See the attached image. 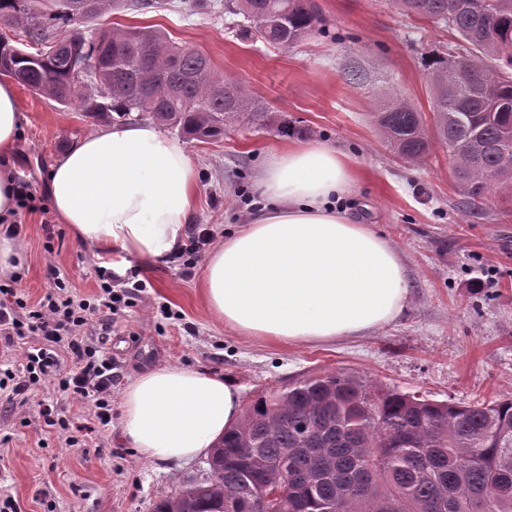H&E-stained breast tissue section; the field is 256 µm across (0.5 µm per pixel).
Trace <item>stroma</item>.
I'll return each mask as SVG.
<instances>
[{
  "label": "stroma",
  "mask_w": 512,
  "mask_h": 512,
  "mask_svg": "<svg viewBox=\"0 0 512 512\" xmlns=\"http://www.w3.org/2000/svg\"><path fill=\"white\" fill-rule=\"evenodd\" d=\"M324 35L277 49L241 40L240 18L220 8H195L190 0H165L152 12L111 11L97 19L110 28L149 27L172 41L207 53L217 74L242 81L254 98L287 116L295 132L285 138L258 120L228 121L206 141L186 142L198 169L194 223L212 225L217 237L247 223L243 199L270 154L289 143H317L348 153L359 178L343 207L391 242L408 270L410 301L390 324L365 336L328 343L282 344L242 336L209 310L203 270L182 276L163 259L112 263L77 239L55 214H25L19 289L30 302L45 294L47 264H55L73 289L97 290L99 268L123 275L138 268L148 288L114 328L112 358L118 377L112 425L69 445L48 432L40 403L61 415L89 416L84 405L46 389L22 406H0V495L23 512H153L159 496L203 482L204 458L153 463L122 437V395L145 371L163 365L210 372L239 387L243 401L281 390L320 371L372 379L389 389L468 405L512 396V196L494 191L465 204L448 152L434 146L426 163L396 158L372 114L385 98L404 97L430 110L426 60L447 53V30L400 14L390 0H316ZM367 69L358 85L344 76L349 60ZM23 115L10 158L13 174L44 194L50 165L69 145L102 127V120L16 86ZM485 287H475V280ZM171 308L164 318L161 306Z\"/></svg>",
  "instance_id": "35a3bbf8"
}]
</instances>
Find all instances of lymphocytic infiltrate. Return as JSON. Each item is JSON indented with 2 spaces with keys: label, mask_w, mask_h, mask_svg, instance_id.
Returning a JSON list of instances; mask_svg holds the SVG:
<instances>
[{
  "label": "lymphocytic infiltrate",
  "mask_w": 512,
  "mask_h": 512,
  "mask_svg": "<svg viewBox=\"0 0 512 512\" xmlns=\"http://www.w3.org/2000/svg\"><path fill=\"white\" fill-rule=\"evenodd\" d=\"M16 210L0 220V231L15 238L21 235V213H47L45 199L36 196L24 178L14 180ZM48 292L34 304L8 282H0V341L21 350L19 362L0 368V397L11 405L22 404L45 383H54L58 392L91 404L94 424L60 416L55 405L43 404L40 415L46 427L68 432V441L78 444L92 434L94 425L112 421V386L116 365L103 343L89 342L86 328L98 321L103 335L111 329L125 309L134 307L147 288L137 271L119 278L110 270L98 272V293L93 299L75 294L60 269L48 265ZM70 360L68 371H61L62 360Z\"/></svg>",
  "instance_id": "obj_1"
}]
</instances>
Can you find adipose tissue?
Masks as SVG:
<instances>
[{
    "label": "adipose tissue",
    "mask_w": 512,
    "mask_h": 512,
    "mask_svg": "<svg viewBox=\"0 0 512 512\" xmlns=\"http://www.w3.org/2000/svg\"><path fill=\"white\" fill-rule=\"evenodd\" d=\"M22 115L0 84V157ZM349 156L298 143L272 153L256 176L258 215L207 258L201 286L228 329L284 344L364 336L410 300L394 246L340 202L356 187ZM47 193L60 223L104 255L157 259L183 241L197 209V167L152 124H123L80 138L52 166ZM123 438L154 462L208 454L241 413L224 378L165 365L124 391Z\"/></svg>",
    "instance_id": "obj_1"
}]
</instances>
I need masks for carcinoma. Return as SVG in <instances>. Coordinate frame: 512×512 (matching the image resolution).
<instances>
[{
  "instance_id": "obj_1",
  "label": "carcinoma",
  "mask_w": 512,
  "mask_h": 512,
  "mask_svg": "<svg viewBox=\"0 0 512 512\" xmlns=\"http://www.w3.org/2000/svg\"><path fill=\"white\" fill-rule=\"evenodd\" d=\"M401 14L454 31L462 51L427 61L433 122L403 98L374 120L409 162L448 148L470 202L512 188V0H392ZM164 0H0V21L24 28V47L0 38V69L56 103L93 116L146 112L188 140L223 134L249 114L287 136L243 82L155 29L99 28L59 36L53 22L88 24L106 12L151 11ZM241 35L290 47L325 33L313 0H224ZM91 68L78 70L81 61ZM288 490L267 488L283 460ZM215 481L161 497L153 512H512V398L466 406L388 390L336 372L259 394L214 445Z\"/></svg>"
}]
</instances>
